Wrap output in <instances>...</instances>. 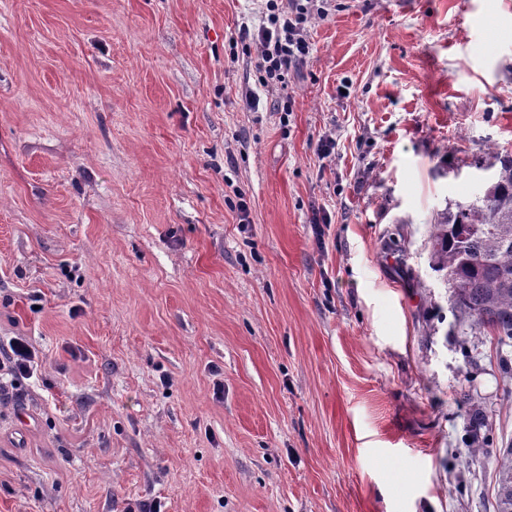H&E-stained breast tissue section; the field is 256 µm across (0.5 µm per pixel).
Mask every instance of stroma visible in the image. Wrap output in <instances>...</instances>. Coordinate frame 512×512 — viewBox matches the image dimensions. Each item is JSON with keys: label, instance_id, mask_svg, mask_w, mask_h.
Segmentation results:
<instances>
[{"label": "stroma", "instance_id": "1", "mask_svg": "<svg viewBox=\"0 0 512 512\" xmlns=\"http://www.w3.org/2000/svg\"><path fill=\"white\" fill-rule=\"evenodd\" d=\"M338 2L263 88L257 0H0V512H494L428 221L512 151V0ZM1 354V380L2 375L13 377L26 376L32 377L37 368V353L24 336H14L8 341V346ZM3 357V358H2ZM2 371H4L2 373Z\"/></svg>", "mask_w": 512, "mask_h": 512}]
</instances>
